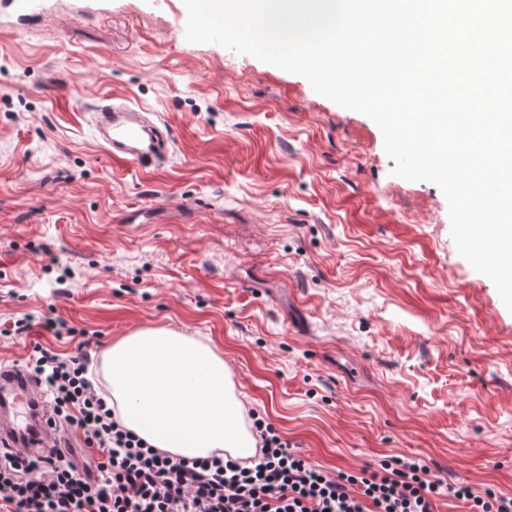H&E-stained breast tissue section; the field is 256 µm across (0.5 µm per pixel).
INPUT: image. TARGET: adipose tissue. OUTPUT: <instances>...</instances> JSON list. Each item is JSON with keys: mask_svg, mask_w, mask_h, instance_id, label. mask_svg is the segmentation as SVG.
I'll return each mask as SVG.
<instances>
[{"mask_svg": "<svg viewBox=\"0 0 512 512\" xmlns=\"http://www.w3.org/2000/svg\"><path fill=\"white\" fill-rule=\"evenodd\" d=\"M102 374L122 425L152 447L186 458L254 455L257 438L224 358L202 340L165 327L136 331L107 351Z\"/></svg>", "mask_w": 512, "mask_h": 512, "instance_id": "1", "label": "adipose tissue"}]
</instances>
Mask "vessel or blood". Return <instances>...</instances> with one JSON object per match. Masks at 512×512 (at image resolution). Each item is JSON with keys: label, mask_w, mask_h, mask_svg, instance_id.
<instances>
[{"label": "vessel or blood", "mask_w": 512, "mask_h": 512, "mask_svg": "<svg viewBox=\"0 0 512 512\" xmlns=\"http://www.w3.org/2000/svg\"><path fill=\"white\" fill-rule=\"evenodd\" d=\"M96 138L113 161L130 163L144 172L159 166L170 149L148 111L111 99L91 110ZM47 412L34 382L19 366L0 364V444L35 447L45 440Z\"/></svg>", "instance_id": "b4317fda"}]
</instances>
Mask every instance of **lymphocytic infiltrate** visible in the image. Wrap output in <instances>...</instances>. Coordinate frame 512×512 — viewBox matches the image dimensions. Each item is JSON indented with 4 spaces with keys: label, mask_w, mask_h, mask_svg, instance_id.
I'll return each mask as SVG.
<instances>
[{
    "label": "lymphocytic infiltrate",
    "mask_w": 512,
    "mask_h": 512,
    "mask_svg": "<svg viewBox=\"0 0 512 512\" xmlns=\"http://www.w3.org/2000/svg\"><path fill=\"white\" fill-rule=\"evenodd\" d=\"M88 367L82 351L65 359L38 345L27 357L48 425L81 433L83 445L0 448V512H435L447 496L469 512H512L511 496L428 479L417 460L329 476L258 419L260 452L250 460L160 454L120 424Z\"/></svg>",
    "instance_id": "obj_1"
}]
</instances>
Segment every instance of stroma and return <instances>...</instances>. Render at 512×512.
Returning a JSON list of instances; mask_svg holds the SVG:
<instances>
[{"mask_svg":"<svg viewBox=\"0 0 512 512\" xmlns=\"http://www.w3.org/2000/svg\"><path fill=\"white\" fill-rule=\"evenodd\" d=\"M186 21L183 0L0 7V362L83 341L99 367L169 327L328 475L398 456L512 495V312L442 190L393 176L368 116ZM108 96L155 113L165 163L112 162L87 113Z\"/></svg>","mask_w":512,"mask_h":512,"instance_id":"stroma-1","label":"stroma"}]
</instances>
